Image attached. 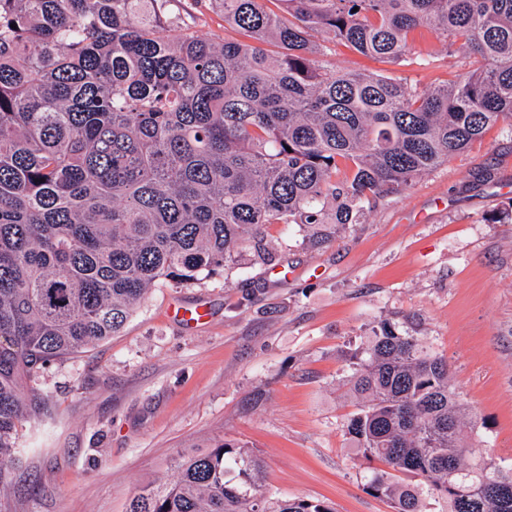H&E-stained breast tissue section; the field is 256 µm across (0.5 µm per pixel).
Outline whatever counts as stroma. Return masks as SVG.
Wrapping results in <instances>:
<instances>
[{"label":"stroma","mask_w":512,"mask_h":512,"mask_svg":"<svg viewBox=\"0 0 512 512\" xmlns=\"http://www.w3.org/2000/svg\"><path fill=\"white\" fill-rule=\"evenodd\" d=\"M174 9L184 27L223 40L213 0H175ZM323 46L337 67L418 90L470 65L463 46L426 28L415 34L422 64L380 62L328 38ZM510 210L512 127L499 124L327 245L273 224L274 262L156 284L120 333L30 379L52 415L20 428L16 460L0 464V503L126 512L140 487L175 476L178 456L227 441L262 458L269 497L393 512L365 490L377 463L344 432L356 410L350 356L383 319L447 359L478 420L469 462L512 470V222L498 220ZM176 302L206 304L208 321L174 322Z\"/></svg>","instance_id":"35a3bbf8"}]
</instances>
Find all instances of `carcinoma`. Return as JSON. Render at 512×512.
I'll use <instances>...</instances> for the list:
<instances>
[{
	"mask_svg": "<svg viewBox=\"0 0 512 512\" xmlns=\"http://www.w3.org/2000/svg\"><path fill=\"white\" fill-rule=\"evenodd\" d=\"M167 0H0V463L38 370L118 334L160 281L272 261L270 224L323 245L367 206L512 126V0H214L221 42L163 17ZM463 42L471 69L416 90L320 59L322 34L395 64L415 32ZM345 434L385 468L394 512H512V472L467 462L476 421L448 361L384 319L353 356ZM263 466L222 442L184 455L126 512H334L267 503Z\"/></svg>",
	"mask_w": 512,
	"mask_h": 512,
	"instance_id": "1",
	"label": "carcinoma"
}]
</instances>
